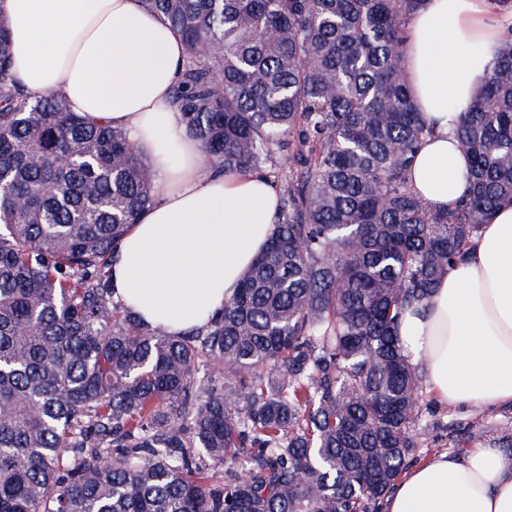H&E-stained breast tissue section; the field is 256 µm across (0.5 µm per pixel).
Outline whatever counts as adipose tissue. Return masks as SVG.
<instances>
[{"label": "adipose tissue", "mask_w": 512, "mask_h": 512, "mask_svg": "<svg viewBox=\"0 0 512 512\" xmlns=\"http://www.w3.org/2000/svg\"><path fill=\"white\" fill-rule=\"evenodd\" d=\"M0 18L29 96H60L85 119L124 129L153 159V201L112 257L114 300L168 334L203 326L273 236L279 196L262 174L205 171L202 147L172 102L183 42L142 0H0ZM511 25L486 0H424L407 24L405 66L431 126L411 173L432 208L469 189L452 111L473 98ZM398 335L441 403L512 404V202L496 209L428 301L406 309ZM384 509L512 512V455L489 444L440 452L397 480Z\"/></svg>", "instance_id": "ef3b65f1"}]
</instances>
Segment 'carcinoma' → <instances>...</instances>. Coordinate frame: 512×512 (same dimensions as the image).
<instances>
[{
	"label": "carcinoma",
	"mask_w": 512,
	"mask_h": 512,
	"mask_svg": "<svg viewBox=\"0 0 512 512\" xmlns=\"http://www.w3.org/2000/svg\"><path fill=\"white\" fill-rule=\"evenodd\" d=\"M143 2L186 45L173 100L208 164L288 151L276 231L204 328L123 310L112 255L151 165L21 96L0 19V512H382L422 448L398 321L512 202V35L456 128L469 193L434 210L403 61L424 0Z\"/></svg>",
	"instance_id": "carcinoma-1"
}]
</instances>
